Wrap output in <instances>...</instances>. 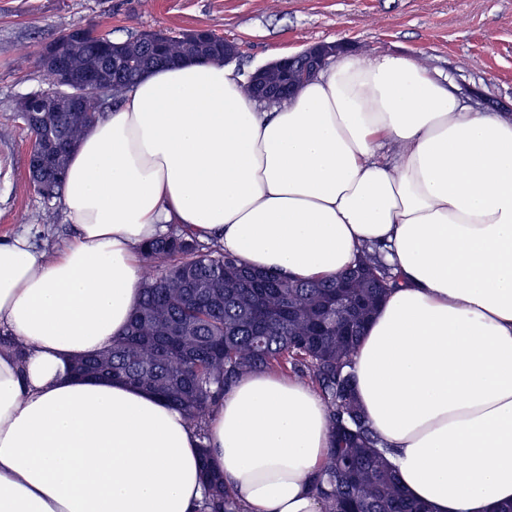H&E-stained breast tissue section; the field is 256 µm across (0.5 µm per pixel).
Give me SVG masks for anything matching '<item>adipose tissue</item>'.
<instances>
[{"mask_svg": "<svg viewBox=\"0 0 512 512\" xmlns=\"http://www.w3.org/2000/svg\"><path fill=\"white\" fill-rule=\"evenodd\" d=\"M220 62L158 67L82 135L73 240L0 239V512H194L208 446L241 512H321L317 392L257 371L205 435L140 388L68 374L111 346L175 224L300 281L378 249L397 279L352 357L358 403L429 512L512 504V115L415 59L344 53L265 110Z\"/></svg>", "mask_w": 512, "mask_h": 512, "instance_id": "adipose-tissue-1", "label": "adipose tissue"}]
</instances>
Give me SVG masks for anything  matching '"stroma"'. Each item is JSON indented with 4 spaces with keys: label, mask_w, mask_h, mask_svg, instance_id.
I'll use <instances>...</instances> for the list:
<instances>
[{
    "label": "stroma",
    "mask_w": 512,
    "mask_h": 512,
    "mask_svg": "<svg viewBox=\"0 0 512 512\" xmlns=\"http://www.w3.org/2000/svg\"><path fill=\"white\" fill-rule=\"evenodd\" d=\"M73 24L117 39L208 28L238 44L245 72L313 43L346 42L450 77L474 111L512 113V0H0V238L26 230L50 251L72 229L60 200H44L28 180L31 139L14 103L45 88L34 56Z\"/></svg>",
    "instance_id": "1"
}]
</instances>
